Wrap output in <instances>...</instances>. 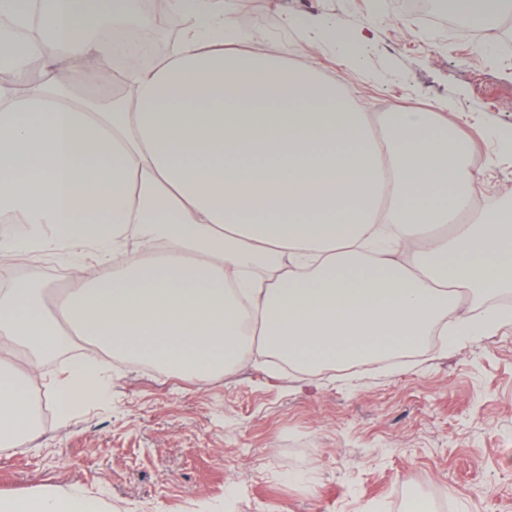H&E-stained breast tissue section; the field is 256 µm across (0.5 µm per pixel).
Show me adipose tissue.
Returning a JSON list of instances; mask_svg holds the SVG:
<instances>
[{
  "mask_svg": "<svg viewBox=\"0 0 512 512\" xmlns=\"http://www.w3.org/2000/svg\"><path fill=\"white\" fill-rule=\"evenodd\" d=\"M238 0H0V256L82 265L72 288L0 291V346L32 360L87 336L134 364L205 385L252 351L317 372L379 362L439 334L454 348L512 323V206L477 209L473 145L436 113L363 112L313 60L244 47ZM163 27L176 48L121 67L110 111L74 96L122 52L94 14ZM36 26L22 40L17 30ZM251 86L267 94H248ZM456 320H449L451 311ZM33 371L0 361V447L28 448ZM61 419L103 397L74 360L49 381ZM69 491L0 498V512H103Z\"/></svg>",
  "mask_w": 512,
  "mask_h": 512,
  "instance_id": "adipose-tissue-1",
  "label": "adipose tissue"
}]
</instances>
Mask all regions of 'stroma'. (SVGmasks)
Returning a JSON list of instances; mask_svg holds the SVG:
<instances>
[{"label":"stroma","mask_w":512,"mask_h":512,"mask_svg":"<svg viewBox=\"0 0 512 512\" xmlns=\"http://www.w3.org/2000/svg\"><path fill=\"white\" fill-rule=\"evenodd\" d=\"M334 20L346 41L323 40ZM243 43L304 49L362 111L435 112L512 193V54L401 16L395 0H249ZM110 394L0 449V498L66 489L110 512H512V324L393 365L298 373L263 360L198 386L113 359Z\"/></svg>","instance_id":"35a3bbf8"}]
</instances>
